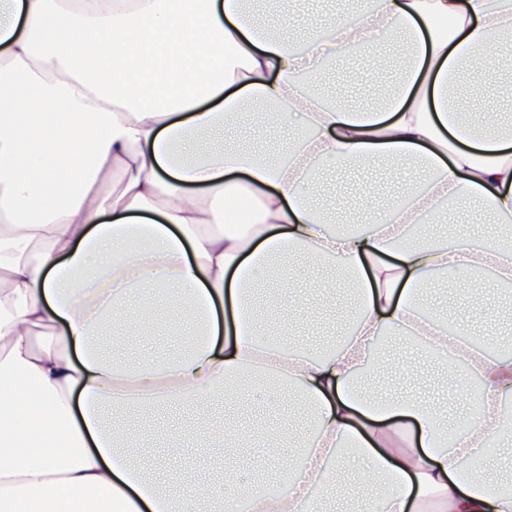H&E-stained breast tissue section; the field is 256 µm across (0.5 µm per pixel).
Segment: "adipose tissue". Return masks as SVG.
<instances>
[{"label": "adipose tissue", "mask_w": 512, "mask_h": 512, "mask_svg": "<svg viewBox=\"0 0 512 512\" xmlns=\"http://www.w3.org/2000/svg\"><path fill=\"white\" fill-rule=\"evenodd\" d=\"M248 0H0V512H320L315 490L339 482L342 458L361 459L393 491L383 512H512L473 458L498 445L512 467V354L487 359L460 321L449 335L423 318L435 276L457 291L497 296L478 273L512 281V240L471 248L404 245L410 228L447 204L480 206L512 222V131L460 112L462 65L496 60L512 37V0H377L304 45L270 30ZM392 39L377 43L379 29ZM369 59L409 53L382 107L323 100L322 63L348 46ZM276 104L279 162L225 150L190 159L186 137L211 131L253 101ZM413 161L417 180L386 210H364L366 230L337 233L307 189L335 169ZM120 172L108 197L99 182ZM249 200L241 225L233 206ZM339 262L340 287L360 312L342 346L291 353L266 334L252 300L274 262ZM188 297L202 331L165 361L104 358L107 325L138 321L158 289ZM49 339L36 343L35 329ZM414 337L483 379L455 441L437 442L441 417L414 396L377 402L358 387L380 339ZM289 380L314 430L283 483H250L257 458L242 443L287 446L289 428L254 434L235 422L224 482L188 492L159 482L119 448L108 406L227 402Z\"/></svg>", "instance_id": "adipose-tissue-1"}]
</instances>
